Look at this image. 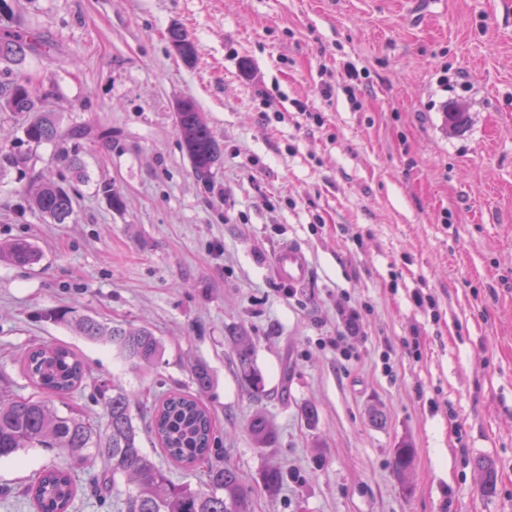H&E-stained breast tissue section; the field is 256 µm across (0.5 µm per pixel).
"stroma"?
I'll return each instance as SVG.
<instances>
[{
	"instance_id": "35a3bbf8",
	"label": "stroma",
	"mask_w": 512,
	"mask_h": 512,
	"mask_svg": "<svg viewBox=\"0 0 512 512\" xmlns=\"http://www.w3.org/2000/svg\"><path fill=\"white\" fill-rule=\"evenodd\" d=\"M7 2L8 26L50 43L20 73L54 88L61 129L88 132L75 213L55 224L27 190L63 176L58 146L16 143L21 117L0 112V146L26 156L0 176V243L26 239L42 254L31 267L0 262L9 393L35 392L26 351L62 343L89 366L66 402L92 424L104 422L96 383L120 382L142 407L199 395L216 447L254 490L251 512H512V0ZM174 24L198 47L192 66L169 48ZM349 63L358 107L339 88ZM184 97L224 147L210 191L177 136ZM301 103L322 126H296ZM453 107L461 126L448 124ZM291 238L313 267L294 289L271 273ZM418 290L435 310L416 307ZM345 306L361 314L351 335ZM64 307L148 327L161 363L133 367L50 320ZM241 331L259 396L236 374L229 338ZM342 332L348 360L327 343ZM199 361L213 375L203 393L191 381ZM259 412L274 447L249 434ZM403 441L415 450L404 483L391 466ZM64 460L32 449L0 462L13 490L0 512H32L23 488ZM483 462L497 475L490 496ZM271 466L284 476L274 495L262 490Z\"/></svg>"
}]
</instances>
